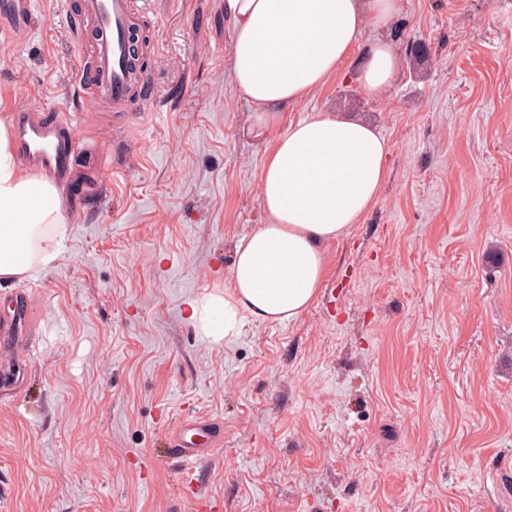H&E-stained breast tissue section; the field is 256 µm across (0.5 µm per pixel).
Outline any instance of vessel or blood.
Returning a JSON list of instances; mask_svg holds the SVG:
<instances>
[{
    "label": "vessel or blood",
    "instance_id": "1",
    "mask_svg": "<svg viewBox=\"0 0 512 512\" xmlns=\"http://www.w3.org/2000/svg\"><path fill=\"white\" fill-rule=\"evenodd\" d=\"M11 16L16 30L26 29L31 9L29 0H5L0 6ZM132 0H83L81 14L74 22L76 34L85 28L95 33L89 62L78 63L75 81L87 85L96 101L122 111L139 91L133 56ZM16 150L48 179L62 188L74 182V137L59 121L47 120L37 111L22 110L13 115ZM223 444V436L206 416L183 418L171 433L168 445L180 464L187 486H194L195 465L211 456Z\"/></svg>",
    "mask_w": 512,
    "mask_h": 512
}]
</instances>
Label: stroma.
<instances>
[{
	"instance_id": "obj_1",
	"label": "stroma",
	"mask_w": 512,
	"mask_h": 512,
	"mask_svg": "<svg viewBox=\"0 0 512 512\" xmlns=\"http://www.w3.org/2000/svg\"><path fill=\"white\" fill-rule=\"evenodd\" d=\"M220 4L136 0L148 94L122 114L74 84L81 0L0 18V116L59 111L84 182L58 258L0 284L28 316L0 362V512H196L164 446L192 412L224 430L195 472L222 512H512V0H404L384 98L358 48L262 138ZM316 111L388 138L375 205L300 316L204 334L192 306L267 221L273 136Z\"/></svg>"
}]
</instances>
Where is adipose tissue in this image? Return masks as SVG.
<instances>
[{"mask_svg": "<svg viewBox=\"0 0 512 512\" xmlns=\"http://www.w3.org/2000/svg\"><path fill=\"white\" fill-rule=\"evenodd\" d=\"M231 24L232 76L265 136L281 112L342 71L364 36L360 91L384 96L403 65L381 37L403 0H221ZM389 140L371 124L318 111L289 126L270 149L260 178L269 217L234 247L224 329L238 318H297L324 279L327 243L360 223L388 175ZM66 217L56 186L22 170L0 120V281L36 277L59 254Z\"/></svg>", "mask_w": 512, "mask_h": 512, "instance_id": "obj_1", "label": "adipose tissue"}]
</instances>
